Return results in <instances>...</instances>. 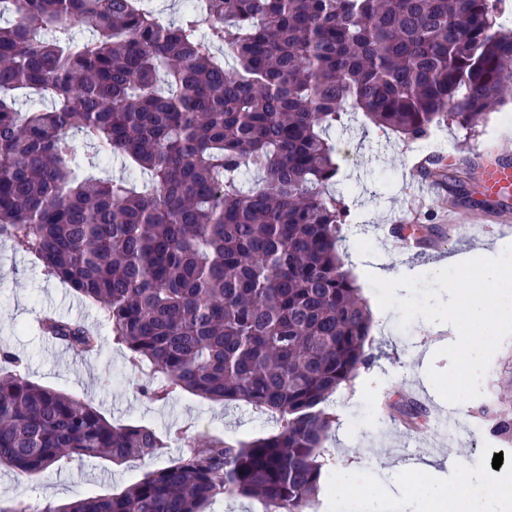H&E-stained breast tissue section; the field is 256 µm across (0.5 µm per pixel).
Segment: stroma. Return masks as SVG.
Instances as JSON below:
<instances>
[{"mask_svg":"<svg viewBox=\"0 0 512 512\" xmlns=\"http://www.w3.org/2000/svg\"><path fill=\"white\" fill-rule=\"evenodd\" d=\"M505 114L512 116V103L489 114L475 132L449 125L435 129L432 138L439 146L451 144V156L471 158L479 166L502 143L512 142V123L501 120ZM332 138L349 147L348 153L336 158L335 189L344 194L353 217L352 224L342 230L341 247L373 318L366 348L374 361L325 403L336 423L324 443L326 480L308 512H379L375 499L349 495L351 487L377 483L407 489L394 512H435L430 498L440 488L463 480L473 489L487 481L512 487V444L494 441L488 433L489 421L474 416L479 403L491 401L499 390L505 364L512 359V337L492 356L481 399L460 405V422L474 429V437L450 439L437 429L446 403L427 371L447 368L449 361L437 356V346L456 342V334L436 333L432 323L421 318L401 327L398 311L379 308L367 278L368 272L385 265L411 276L426 275L439 259L481 245L490 257H497L512 244V223L490 222L482 233L470 234L467 227L476 223V215L465 208H449L448 193L442 189L428 198L423 209L408 210L407 202L421 181L415 167L420 158L416 146L375 127L362 113L346 117L344 127L336 129ZM389 224H441L448 233L419 254L401 250L385 230ZM46 312L82 322L97 332L98 352L87 357L60 353L58 344L33 328L36 317ZM0 345L20 356L19 370L31 381L90 401L112 425H145L169 439L166 448L149 458L115 464L74 457L61 460L34 481L1 468L0 497L23 512H40L47 505L91 493L121 492L146 472L176 459L181 444L173 435L178 431L200 443L217 433L248 441L277 428L274 419L250 407L227 409L187 392L165 401L147 399L142 389L157 382V374L133 364L127 350L113 341L96 307L82 301L68 285L46 277L33 255L14 250L4 238H0ZM411 398L427 406L428 425L406 424L400 409ZM433 451L457 456L460 468L440 476H414L413 463ZM498 453L503 463L496 469L492 461Z\"/></svg>","mask_w":512,"mask_h":512,"instance_id":"stroma-1","label":"stroma"}]
</instances>
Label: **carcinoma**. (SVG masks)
<instances>
[{"mask_svg": "<svg viewBox=\"0 0 512 512\" xmlns=\"http://www.w3.org/2000/svg\"><path fill=\"white\" fill-rule=\"evenodd\" d=\"M502 16L499 0H209L166 23L143 0H0V237L99 306L113 340L164 376L145 396L188 391L280 423L245 442L186 436L177 460L120 493L42 512H206L224 493L304 512L323 483L324 403L373 359L339 249L351 212L332 191L330 132L349 112L406 141L442 123L476 130L512 100ZM18 90L50 106L22 112ZM74 132L129 177L88 172ZM432 163L449 207L481 206L471 161ZM40 328L98 351L80 322ZM19 364L0 349V466L33 481L64 458L164 447ZM478 414L512 440V400Z\"/></svg>", "mask_w": 512, "mask_h": 512, "instance_id": "obj_1", "label": "carcinoma"}]
</instances>
